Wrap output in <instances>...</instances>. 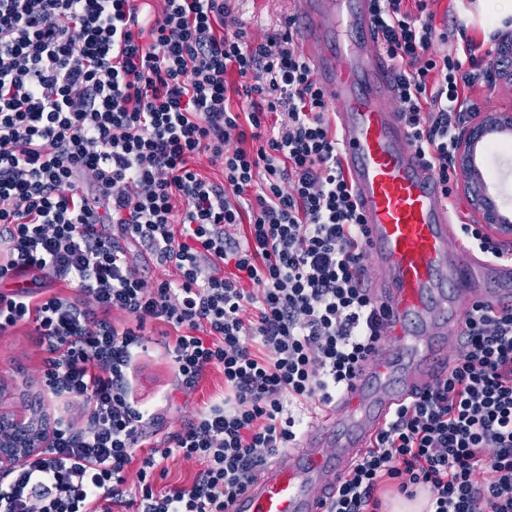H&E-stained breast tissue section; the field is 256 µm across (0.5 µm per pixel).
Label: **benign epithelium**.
Masks as SVG:
<instances>
[{"mask_svg": "<svg viewBox=\"0 0 512 512\" xmlns=\"http://www.w3.org/2000/svg\"><path fill=\"white\" fill-rule=\"evenodd\" d=\"M502 53L498 60L497 76L512 86V66L504 60L512 59V33L505 34L500 42ZM512 132L511 112H472L460 125L457 133L454 162L462 176V191L479 223L494 229L500 236H512V218L501 213L495 200L488 194L477 165L478 146L485 138L498 133ZM0 422L9 429L11 438L0 449V475L8 474L33 448L43 444V436L30 419H14L0 414Z\"/></svg>", "mask_w": 512, "mask_h": 512, "instance_id": "1", "label": "benign epithelium"}]
</instances>
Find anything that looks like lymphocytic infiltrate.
I'll list each match as a JSON object with an SVG mask.
<instances>
[{"mask_svg": "<svg viewBox=\"0 0 512 512\" xmlns=\"http://www.w3.org/2000/svg\"><path fill=\"white\" fill-rule=\"evenodd\" d=\"M370 2L411 143L451 195L464 94L490 67L466 36L435 49L430 0ZM293 25L255 40L229 0L148 19L135 0H0V335L31 327L45 390L80 413L48 423L0 512H225L296 445L292 405L333 403L378 350L362 223ZM151 324L173 390L211 369L224 387L131 485L163 418L136 392ZM174 455L199 470L158 486ZM392 486L428 489L427 512H512V305L467 309L447 375L394 412L328 512H381Z\"/></svg>", "mask_w": 512, "mask_h": 512, "instance_id": "lymphocytic-infiltrate-1", "label": "lymphocytic infiltrate"}]
</instances>
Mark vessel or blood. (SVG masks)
<instances>
[{"label":"vessel or blood","instance_id":"obj_1","mask_svg":"<svg viewBox=\"0 0 512 512\" xmlns=\"http://www.w3.org/2000/svg\"><path fill=\"white\" fill-rule=\"evenodd\" d=\"M298 14L302 48L334 106L385 343L322 420L269 461L226 512H324L394 409L447 373L466 309L512 297V262L486 260L460 241L437 174L410 142L369 0H298Z\"/></svg>","mask_w":512,"mask_h":512}]
</instances>
